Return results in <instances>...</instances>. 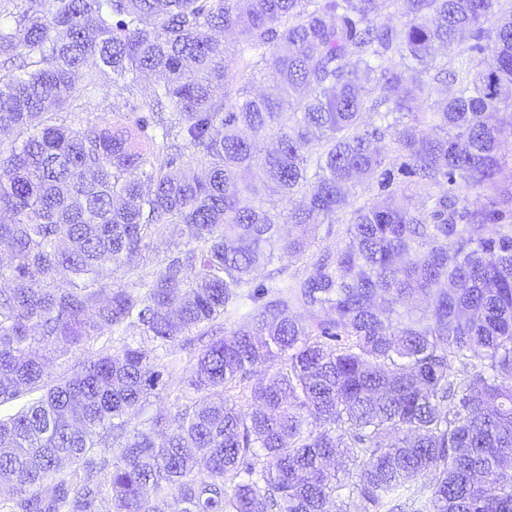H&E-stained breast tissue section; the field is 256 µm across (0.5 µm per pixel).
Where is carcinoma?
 Masks as SVG:
<instances>
[{
  "instance_id": "cac0c4a2",
  "label": "carcinoma",
  "mask_w": 512,
  "mask_h": 512,
  "mask_svg": "<svg viewBox=\"0 0 512 512\" xmlns=\"http://www.w3.org/2000/svg\"><path fill=\"white\" fill-rule=\"evenodd\" d=\"M503 2L0 0V512H512V198L463 204L512 155ZM138 74L134 123L75 111ZM340 214L336 252L257 281ZM106 331L134 340L72 359ZM180 242L177 237H163L154 241L153 248L145 254L143 262L141 261V271L143 274L152 276L159 268V264L176 249V244ZM192 355L188 354V350H181L176 348L173 352L169 351V355L165 359L168 364V371L170 372L169 387L167 390L158 391L159 394L150 398L149 410L156 412L159 410H168L172 413L175 412L173 407V400L178 392V389L184 385L183 378L188 376L189 369L192 363L189 360Z\"/></svg>"
}]
</instances>
